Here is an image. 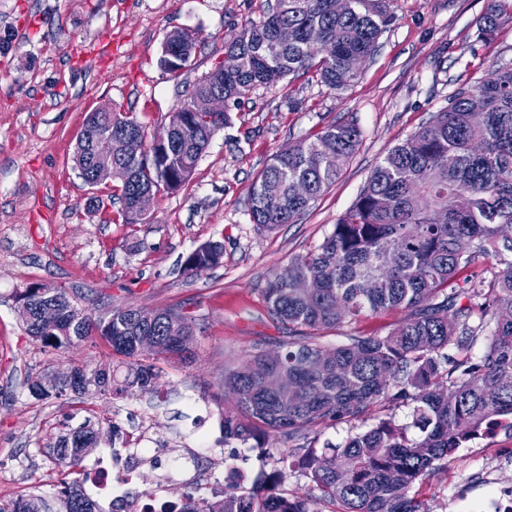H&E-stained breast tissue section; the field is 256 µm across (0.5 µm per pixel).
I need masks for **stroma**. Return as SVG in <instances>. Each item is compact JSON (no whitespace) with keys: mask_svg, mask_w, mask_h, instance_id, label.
Here are the masks:
<instances>
[{"mask_svg":"<svg viewBox=\"0 0 512 512\" xmlns=\"http://www.w3.org/2000/svg\"><path fill=\"white\" fill-rule=\"evenodd\" d=\"M266 7L267 0H0V462L10 468L1 502L29 494L50 500L76 478L42 450L87 417L97 423L106 415L134 430L146 415L158 438L221 442L220 422L234 408L225 366L255 345L288 339L264 301L269 276L332 232L387 151L444 107L458 81L479 78L496 62L512 64V11L482 36L487 0H393L395 21L355 82L337 91L306 74L255 88L229 104L189 180L161 193L142 223H122L111 190L91 189L74 168L86 115L107 105L159 133L222 61L225 38ZM179 29L197 44L188 66L170 75L158 59L166 35ZM347 120L362 139L336 183L295 223L272 232L252 224L250 188L272 155ZM94 192L100 205L90 210ZM211 240L223 243V264L184 273L186 256ZM33 282L67 289L92 315L111 303L188 312L197 323L193 359L148 356L152 389L134 399L37 400L29 379L123 359L100 341L60 350L33 342L14 297ZM405 316L395 310L344 322L328 340L383 335ZM352 431L338 424L294 439L275 434L268 446L281 456L342 443ZM509 486L512 432L502 430L459 449L420 494L431 512H451L460 495L478 500Z\"/></svg>","mask_w":512,"mask_h":512,"instance_id":"stroma-1","label":"stroma"}]
</instances>
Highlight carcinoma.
<instances>
[{
    "label": "carcinoma",
    "instance_id": "cac0c4a2",
    "mask_svg": "<svg viewBox=\"0 0 512 512\" xmlns=\"http://www.w3.org/2000/svg\"><path fill=\"white\" fill-rule=\"evenodd\" d=\"M334 2L276 0L224 43L216 68L224 82L199 81L170 113L176 137L165 152L147 142L146 127L134 115L107 106L87 115L74 161L90 173L94 139L112 128V189L122 223L142 221L132 205L140 190L182 186L227 121L228 114L216 118L196 100L221 91L224 101L236 102L299 72L315 74L332 90L357 79V59L373 57L395 21L391 0H348L342 13ZM511 6L490 0L483 30ZM281 28L293 33L286 45L278 41ZM195 47V38L175 33L160 68L179 73ZM361 137L355 122L334 123L277 152L252 184L251 223L268 231L294 223L336 183ZM460 196L467 198L463 207L456 205ZM431 208L443 210L445 223L429 222ZM506 224L512 226V65L495 64L476 84H459L446 106L388 150L333 231L292 259L294 279L268 280L265 302L291 337L275 362L257 347L224 368V389L237 395L236 412L223 421L224 446L232 452L224 457V493L207 501L204 512H322L324 505L334 512H430L416 485L489 425L512 428V318H502L512 312V258L506 257L512 240L499 235ZM466 240L471 249L461 254ZM480 254L502 266L486 281L467 274ZM223 258V243L208 242L187 255L184 271L217 267ZM309 277L322 284L312 295L302 288ZM16 298L29 305L25 331L41 345L60 349L94 338L127 358L123 370L75 368L55 384L37 377L28 382L37 400L106 391L136 396L152 378L137 346L150 341L155 355L182 358L184 343L196 336L195 319L178 308L144 318L134 306H115L108 322L84 312L62 288L31 283ZM46 303L60 312L54 329L37 321ZM396 309L407 315L385 335L352 336L341 345L322 341L346 319ZM480 338L486 347L478 360L449 354ZM279 371L288 373L291 389L266 383V374ZM377 406L411 408L410 424L384 418L343 444L299 447L291 461L260 442L268 433L295 438L316 427L363 421ZM99 439L100 429L87 418L55 438L48 458L74 466L84 445ZM240 445L256 453L259 469L252 476L238 465ZM290 472L307 480L305 494L281 489ZM57 500L55 511L41 496H22L0 505V512H101L76 480L61 487Z\"/></svg>",
    "mask_w": 512,
    "mask_h": 512
}]
</instances>
